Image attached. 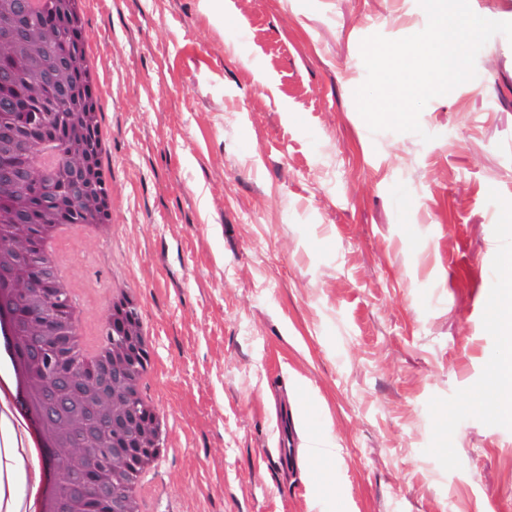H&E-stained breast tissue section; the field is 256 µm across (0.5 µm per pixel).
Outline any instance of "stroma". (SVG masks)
Instances as JSON below:
<instances>
[{"mask_svg":"<svg viewBox=\"0 0 512 512\" xmlns=\"http://www.w3.org/2000/svg\"><path fill=\"white\" fill-rule=\"evenodd\" d=\"M84 19L112 233L64 264L82 332L115 281L153 330L171 440L146 512H512V420L478 405L512 250V41L421 134L374 133L360 43L422 31L418 0H94Z\"/></svg>","mask_w":512,"mask_h":512,"instance_id":"35a3bbf8","label":"stroma"}]
</instances>
